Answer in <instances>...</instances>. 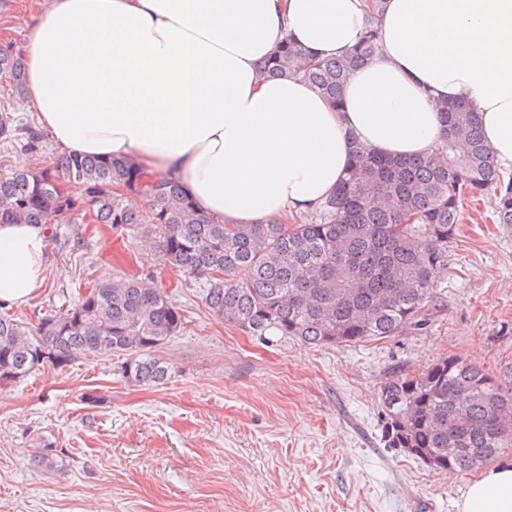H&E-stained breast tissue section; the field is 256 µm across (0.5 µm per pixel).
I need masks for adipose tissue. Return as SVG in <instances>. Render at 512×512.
Masks as SVG:
<instances>
[{
	"instance_id": "obj_1",
	"label": "adipose tissue",
	"mask_w": 512,
	"mask_h": 512,
	"mask_svg": "<svg viewBox=\"0 0 512 512\" xmlns=\"http://www.w3.org/2000/svg\"><path fill=\"white\" fill-rule=\"evenodd\" d=\"M371 22L378 49L338 100L260 72L286 38L345 57ZM24 92L59 152L178 178L215 222L285 223L320 209L356 145L429 152L443 100L473 110L512 170V0H51L27 27ZM48 245L44 225L0 224V302L43 288ZM459 509L512 512V467Z\"/></svg>"
}]
</instances>
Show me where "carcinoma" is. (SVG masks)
Masks as SVG:
<instances>
[{
    "instance_id": "cac0c4a2",
    "label": "carcinoma",
    "mask_w": 512,
    "mask_h": 512,
    "mask_svg": "<svg viewBox=\"0 0 512 512\" xmlns=\"http://www.w3.org/2000/svg\"><path fill=\"white\" fill-rule=\"evenodd\" d=\"M370 27L344 58L309 60L305 76L336 100L354 69L377 50ZM303 55L284 39L263 63L267 78L296 73ZM25 65L0 46V75L21 92ZM444 138L416 158L384 157L357 147L320 222L219 224L199 214L173 179L158 178L125 158L101 161L60 155L54 169L0 176L1 224H74L89 216L112 232L158 238L159 262L203 281L207 308L250 336L269 335L323 347L381 341L438 313L437 289L448 282V248L464 205L495 198V222L512 224V179L504 181L478 122L462 103L440 106ZM44 135L0 109V141L37 153ZM123 187L143 196L134 210ZM185 317L155 285L118 273L92 279L68 309L29 324L0 312V386L45 364L64 369L80 358L117 356L121 376L161 385L173 371L157 352L182 332ZM400 427L384 425L390 448L434 470L472 471L500 462L512 447V384L449 356L423 369H401L381 386Z\"/></svg>"
}]
</instances>
